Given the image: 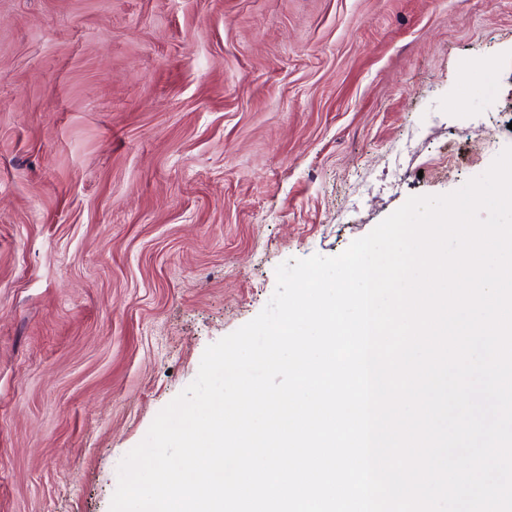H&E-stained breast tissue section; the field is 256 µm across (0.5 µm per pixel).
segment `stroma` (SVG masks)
<instances>
[{"mask_svg": "<svg viewBox=\"0 0 512 512\" xmlns=\"http://www.w3.org/2000/svg\"><path fill=\"white\" fill-rule=\"evenodd\" d=\"M509 146L512 0H0V512H110L279 264Z\"/></svg>", "mask_w": 512, "mask_h": 512, "instance_id": "obj_1", "label": "stroma"}]
</instances>
